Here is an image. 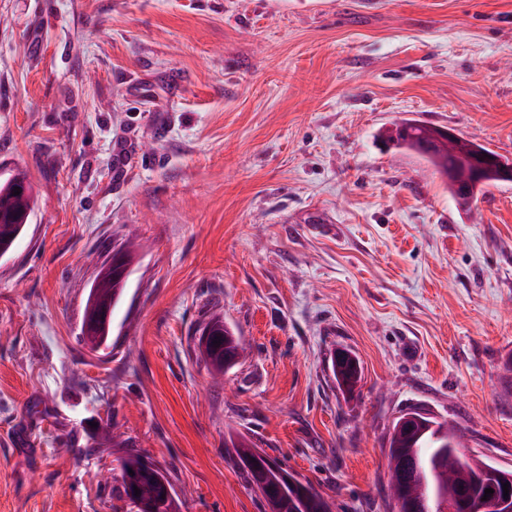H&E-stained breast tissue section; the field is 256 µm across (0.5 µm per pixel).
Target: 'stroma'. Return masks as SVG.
I'll use <instances>...</instances> for the list:
<instances>
[{"mask_svg": "<svg viewBox=\"0 0 512 512\" xmlns=\"http://www.w3.org/2000/svg\"><path fill=\"white\" fill-rule=\"evenodd\" d=\"M404 119L512 159V0H0V178L37 195L0 257V512H133L130 452L177 512H269L242 436L333 512H393L414 411L511 469L512 181L460 206L382 142ZM214 313L246 348L218 378ZM112 314V302L97 298L91 290L85 312V327L94 328L99 333L107 334ZM341 356H343L342 353L337 354L334 362H332L333 373L339 385L352 390L360 379V372L358 375V369L355 365L350 364L349 361L345 362L343 359L338 361V357Z\"/></svg>", "mask_w": 512, "mask_h": 512, "instance_id": "obj_1", "label": "stroma"}]
</instances>
